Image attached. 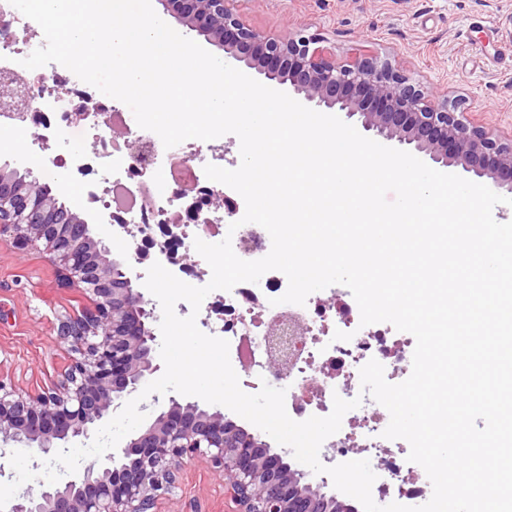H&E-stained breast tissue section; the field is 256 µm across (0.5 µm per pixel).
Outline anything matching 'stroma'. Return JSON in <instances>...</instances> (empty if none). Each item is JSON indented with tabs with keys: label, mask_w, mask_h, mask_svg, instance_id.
Here are the masks:
<instances>
[{
	"label": "stroma",
	"mask_w": 512,
	"mask_h": 512,
	"mask_svg": "<svg viewBox=\"0 0 512 512\" xmlns=\"http://www.w3.org/2000/svg\"><path fill=\"white\" fill-rule=\"evenodd\" d=\"M234 8L269 36H319L341 64L359 47L398 61L412 81L461 102L468 124L512 138V65L497 60L512 49V0H235ZM98 134L91 126L79 141L41 144L27 125L0 134V161L38 177L47 157L97 152ZM84 184L104 189L97 173L67 167L58 168L51 186L93 233L110 236L114 256L133 253L136 240L113 235L99 205L79 194ZM81 303L80 293L61 285L42 251L0 246V377L24 391L59 379L69 364L59 324ZM178 483L163 512H181L191 498L203 501L207 512L235 508L222 479L204 463L181 464Z\"/></svg>",
	"instance_id": "35a3bbf8"
}]
</instances>
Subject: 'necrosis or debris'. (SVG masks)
Listing matches in <instances>:
<instances>
[{
    "mask_svg": "<svg viewBox=\"0 0 512 512\" xmlns=\"http://www.w3.org/2000/svg\"><path fill=\"white\" fill-rule=\"evenodd\" d=\"M60 66L56 63L42 67L40 75L44 80V91H31L27 94L30 114L54 115V136H67L76 131L71 115L76 106L71 97L60 95L56 89L55 76ZM109 162H102L100 154H73L72 163L77 171L100 169L101 179L106 185L102 195L95 201L103 210L121 211L124 223L139 226L149 231L151 225L164 223L170 214L177 195L178 186L170 176L173 164H182L186 170V179L201 182L205 179L203 168L196 164L188 151L168 152L163 145L154 144L150 156L143 161L136 160L132 151L109 150ZM153 171L154 179L149 183L150 205L148 209L138 206L136 190H133L130 178L139 169ZM338 306L343 315L333 316L331 309L322 302L307 299L305 305H289V317L298 321L304 328L302 346L297 358L288 366L287 374H280L269 361L258 357L257 352L267 342L264 333L254 334L250 345H242L235 323H224L210 328L209 333L228 340L229 359L233 368L249 363L257 376L271 375L279 377L286 391L285 406L289 416L297 421L312 416L324 417L331 413L334 397L346 400L361 398V405L347 412L340 430L328 437L326 447L335 449L337 455L348 452L349 443H357L361 448H388L391 440L382 436L389 424L388 411L377 403L371 395L363 394L359 370L369 360H377L384 369H408L412 362V342L407 338H397L389 326L376 323L361 326L360 311L349 289H335ZM320 384L317 398L306 402L301 400L303 389L311 384ZM415 473L418 479L424 478L425 471L418 464L395 457H385L380 475V485L386 490H395L398 497L407 502L422 501L418 484L408 486L400 482L402 471Z\"/></svg>",
    "mask_w": 512,
    "mask_h": 512,
    "instance_id": "necrosis-or-debris-1",
    "label": "necrosis or debris"
}]
</instances>
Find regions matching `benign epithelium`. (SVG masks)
Wrapping results in <instances>:
<instances>
[{
  "label": "benign epithelium",
  "instance_id": "obj_1",
  "mask_svg": "<svg viewBox=\"0 0 512 512\" xmlns=\"http://www.w3.org/2000/svg\"><path fill=\"white\" fill-rule=\"evenodd\" d=\"M164 12L275 85H286L318 107L357 118L386 140L408 144L443 167H460L512 194V139L466 124L459 103L411 81L389 59L358 54L338 64L301 34L268 37L230 7L232 0H157ZM10 162L0 164V243L24 251L40 248L56 266L61 284L79 290L86 304L65 317L59 338L71 354L62 379L37 392L0 377V457L9 448H36L45 458L89 431L137 394L159 370L154 363L153 312L128 276L126 261L110 257L105 240L59 202L38 179L23 181ZM187 223L211 224L205 209L220 207L216 193L181 186ZM303 333L282 316L268 335L277 350L270 361L287 369L281 354ZM205 463L224 477L236 512H360L323 491L307 474L259 436L218 409L169 398L154 421L119 454L73 478L13 497L4 512H159V501L177 488L183 460Z\"/></svg>",
  "mask_w": 512,
  "mask_h": 512
}]
</instances>
